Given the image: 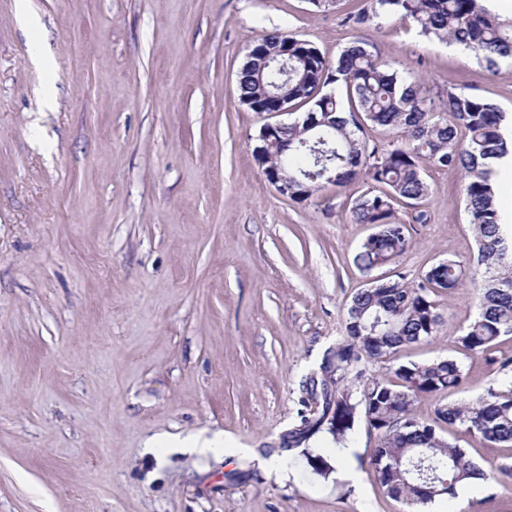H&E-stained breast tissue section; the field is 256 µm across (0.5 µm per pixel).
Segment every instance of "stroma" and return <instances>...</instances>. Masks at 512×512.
Listing matches in <instances>:
<instances>
[{
    "instance_id": "1",
    "label": "stroma",
    "mask_w": 512,
    "mask_h": 512,
    "mask_svg": "<svg viewBox=\"0 0 512 512\" xmlns=\"http://www.w3.org/2000/svg\"><path fill=\"white\" fill-rule=\"evenodd\" d=\"M364 5L0 0V512H409L365 424L325 477L271 467V447L371 277L472 267L464 172L426 166V222L398 206L410 247L363 274L360 185L278 193L237 74L270 30L330 61L363 39L511 118L512 59L489 71L403 21L354 24ZM436 302L439 334L395 363L455 353L473 290ZM213 439L222 453L182 446Z\"/></svg>"
}]
</instances>
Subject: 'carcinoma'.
<instances>
[{"label":"carcinoma","mask_w":512,"mask_h":512,"mask_svg":"<svg viewBox=\"0 0 512 512\" xmlns=\"http://www.w3.org/2000/svg\"><path fill=\"white\" fill-rule=\"evenodd\" d=\"M394 16L413 22L427 37L461 46L489 68L512 58V18L501 19L482 0H367L351 19L379 27ZM259 48L288 53V76L264 66L254 53ZM238 89L254 112L273 110L284 91L289 105L305 109L288 128L266 137L268 156L288 141L281 159L295 177L290 200L303 202L326 185L345 190L363 182L352 212L357 223L376 227L355 257L363 272L395 263L410 247L395 205L423 204L429 193L423 163L465 172L462 200L477 245L476 270L469 276L478 312L455 343L459 353L481 354L493 368L486 393L469 402L444 401L466 384L463 364L453 356L389 367L393 381L361 366L363 360L382 365L401 347L438 334L443 316L433 296L467 276L460 262L441 260L414 283L382 278L353 296L344 336L300 382L301 409L277 452L294 464L299 449L306 465L325 475L329 464L314 446L317 434L327 433L339 455L362 421L377 435L369 465L384 496L410 507L426 505L456 497L458 486L474 478L487 491L476 502L484 507L494 488L512 478V464L485 471L444 432L448 426L463 437L512 447V356L497 353L503 338L512 336V245L501 232L492 183L494 163L512 153L505 112L477 94L450 89L431 96L422 78L374 55L364 40L350 43L330 63L308 41L282 30L264 33L251 47ZM367 125L393 130L396 141L369 145ZM423 396L436 399L430 419L414 411ZM421 452L429 457L425 466L447 474L448 490L434 496L418 490L408 468Z\"/></svg>","instance_id":"obj_1"}]
</instances>
